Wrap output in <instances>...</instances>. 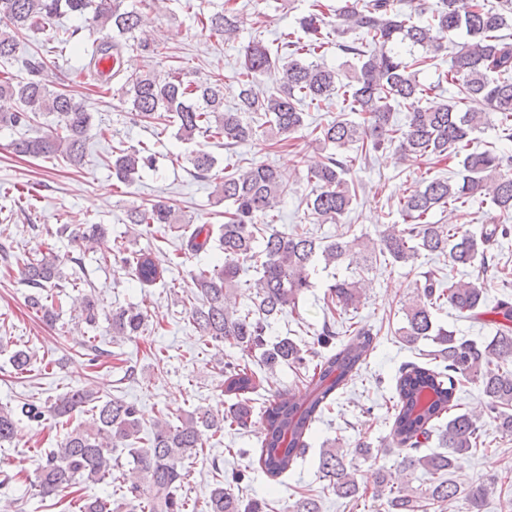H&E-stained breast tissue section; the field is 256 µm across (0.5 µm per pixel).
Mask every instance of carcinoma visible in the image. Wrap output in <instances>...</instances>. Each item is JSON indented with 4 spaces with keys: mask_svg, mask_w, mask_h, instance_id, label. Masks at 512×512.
<instances>
[{
    "mask_svg": "<svg viewBox=\"0 0 512 512\" xmlns=\"http://www.w3.org/2000/svg\"><path fill=\"white\" fill-rule=\"evenodd\" d=\"M148 10L124 6V0H0V63L17 58L20 45L30 35L42 42L71 47L88 59L87 73L99 75L98 61L110 56L123 59L124 50L159 55L161 43L150 33L151 15L162 0H145ZM331 6L313 0L307 14L281 33L276 51L260 40L249 42L235 80L237 102L224 108V79L220 76L195 80L175 69L160 79L150 71L129 73L118 65L102 83L119 85L120 103L136 120L161 134L175 125V138L192 141L198 136L224 140L227 174L215 182L214 195L224 202V223L219 228L201 223L185 229L165 200L147 199L126 211L130 224L147 229L163 224L181 234L183 250L192 255L218 251L220 262L201 267L192 277V325L204 342H227L242 355L272 371L294 364L308 372L304 390L277 394L263 410L264 435L258 464L272 481L292 469L305 456L312 425L321 417L336 392L345 387L363 363L373 343L371 329L348 326L346 340L332 354L302 348L285 336L269 340L271 319L295 310L309 288L311 268L317 259L326 266L347 264L351 275L329 286L327 308L337 311L357 308L361 302V273L376 263L408 265L422 255H446L461 266L489 267V255L499 240L509 234L504 224H485L480 233L464 231L455 224H437L431 214L442 209L462 211L469 199L490 190L491 203L501 213L512 215V155L496 145L481 152L469 151L472 135L497 121L503 138L512 142V0H441V6L425 16L424 0H344L336 8L338 23L328 20ZM69 15L78 24L61 30L55 21ZM201 30L212 37L231 38L237 32L236 8L230 0L217 8L194 13ZM89 31L92 41L78 38ZM462 34L466 42L449 58L448 70L438 82L455 87L448 100L432 108L421 106L424 96L435 90L418 80V73L437 65L445 46L439 34ZM336 45L352 58L347 75L327 66L320 57L326 46ZM419 51L412 61L403 60L400 48ZM55 61L37 50L24 59L26 76L0 79V98L18 101V110L0 115V122L28 128L46 119L36 134H24L10 144L13 154L25 157H60L71 166L83 164L90 139L91 115L74 98L56 88ZM273 72L276 87L258 89L257 76ZM342 100L343 111L357 112L362 121L336 118L318 128L316 140L330 149L322 160L307 169L313 184L306 199L308 218L319 224H337L350 210L356 191L347 176L359 155L378 153L393 146L400 158L412 165L431 156L460 158L461 179L420 176L400 200L406 224L392 225L378 239L350 236L348 232L322 241L303 226L283 234L273 228L287 184L275 167L253 162L243 167L233 162L236 148L260 142L268 148L288 144V138L305 127V106H320L333 98ZM479 101L480 112L468 107ZM408 110L406 128H398L393 113ZM358 145L360 154L346 150ZM187 163L193 176L212 178L217 159L204 150L190 153ZM156 167V157L146 147L113 149L112 175L126 185L134 183L144 168ZM68 236L79 247L92 249L108 235L105 224H62L56 236ZM120 262L143 287L163 278L162 264L150 253L122 256ZM81 259L61 255L49 248L22 262L20 280L29 288L25 304L46 320L57 322L55 288L68 284L83 288L85 281L64 272L67 263ZM242 288L251 290L252 305L231 306ZM449 305L474 318L492 314L499 318L491 341L457 338L434 323V312ZM101 300L92 292H79L74 311L96 328ZM401 339L409 344L429 340L428 356L434 367L406 362L398 369L393 397L391 444L404 451L405 472L421 468L434 477L429 488L418 491L404 483L387 487L379 476L373 495L387 497L388 512H428L458 498L459 486L446 477L458 457L477 448L481 428L469 413L456 414L444 425L443 415L458 406L457 384L463 379L479 385L486 398V412L495 427L512 435V298L503 294L488 307L484 289L476 282L459 280L448 284L429 271L414 295L402 304ZM145 316L135 307L112 311V337L138 335ZM499 360L497 371H483L490 356ZM33 354L17 349L11 355L13 368L31 371ZM224 394L232 397L225 412L196 409L177 417L178 424L160 418L148 443L135 447L142 421L137 407L102 393L91 383L76 387L50 406L33 400L17 407L0 406V443L13 439L22 419L40 422L46 414L65 417L85 407L95 415L90 428L66 431L57 446L45 452L32 487L41 497L59 495L80 483L119 481L128 512H261L262 504L246 501L231 491V485L246 478L235 473L215 480L203 506L177 495L187 476L186 462L206 447L208 439L225 428L245 429L254 412L250 394L261 380L249 364H224ZM438 436L443 452L425 454L424 442ZM128 449L139 481L126 485L116 449ZM364 444L349 451L332 442L320 453L318 470L326 488L339 498L363 496L353 471V460L367 458ZM106 497L84 495L77 512H112ZM286 512H320L313 495H302L286 506Z\"/></svg>",
    "mask_w": 512,
    "mask_h": 512,
    "instance_id": "1",
    "label": "carcinoma"
}]
</instances>
